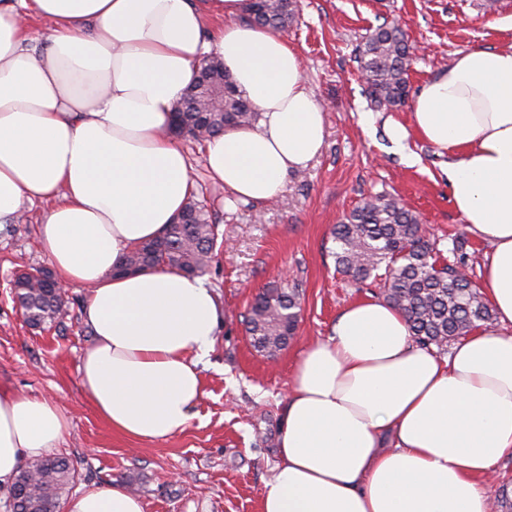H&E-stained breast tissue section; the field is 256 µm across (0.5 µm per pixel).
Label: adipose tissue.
I'll use <instances>...</instances> for the list:
<instances>
[{
	"label": "adipose tissue",
	"instance_id": "obj_1",
	"mask_svg": "<svg viewBox=\"0 0 512 512\" xmlns=\"http://www.w3.org/2000/svg\"><path fill=\"white\" fill-rule=\"evenodd\" d=\"M248 3L0 0V224L49 203L40 247L63 284L87 290L94 341L81 386L114 431L142 443L185 429L220 322L201 278L112 273L194 192L169 127L198 63L221 58L260 114L205 143L210 178L239 200L275 198L323 145L324 110L298 53L239 23ZM208 13L224 22L205 36ZM32 15L53 24L41 52L29 46ZM411 111L392 139L414 131L447 154L452 203L491 246L483 291L494 324L443 357L384 301L347 306L296 362L258 512H489L484 483L512 457V50L462 53ZM67 428L54 401L0 391V486ZM65 512L144 505L115 481L70 498Z\"/></svg>",
	"mask_w": 512,
	"mask_h": 512
}]
</instances>
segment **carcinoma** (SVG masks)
<instances>
[{
  "label": "carcinoma",
  "mask_w": 512,
  "mask_h": 512,
  "mask_svg": "<svg viewBox=\"0 0 512 512\" xmlns=\"http://www.w3.org/2000/svg\"><path fill=\"white\" fill-rule=\"evenodd\" d=\"M295 0H257L251 5L252 24L280 31L293 21ZM411 46L402 29L381 25L358 50V62L369 95L378 107L405 105L409 94ZM224 91L211 97L205 92ZM182 127L211 138L229 127H250L258 113L234 87L224 62L206 59L197 79L180 103ZM185 220L171 224L163 235L148 240L125 257L117 274L145 268H167L200 276L206 273L218 241V225L206 203L190 198L182 210ZM336 272L357 284L371 281L388 303L405 318L416 343L442 350L493 321L492 309L471 278L458 276L466 267L461 246L440 259L438 241L430 239L420 215L390 193L364 200L343 217L333 231ZM44 269L15 276L14 294L28 323L41 327L68 314V301L46 287ZM300 316L296 288L272 285L258 293L246 317L253 348L269 356L294 339ZM76 478L72 463L58 456L31 461L9 489L18 512H59L63 495Z\"/></svg>",
  "instance_id": "obj_1"
}]
</instances>
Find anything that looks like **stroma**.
I'll return each instance as SVG.
<instances>
[{
    "mask_svg": "<svg viewBox=\"0 0 512 512\" xmlns=\"http://www.w3.org/2000/svg\"><path fill=\"white\" fill-rule=\"evenodd\" d=\"M386 22L400 24L415 47L413 95L458 53L512 47V0H499L491 15L482 0H299L296 19L281 36L300 55L325 108L321 152L289 177L277 198L256 204L210 179L199 142H181L195 192L230 246L218 250L204 276L224 308L213 348L199 365L204 395L185 430L168 440L143 444L112 431L84 393L79 366L92 342L81 319L85 289L68 288V316L43 329L30 328L16 307L15 274L49 265L38 242L46 204L25 205L19 222L0 224V390L58 404L69 427L57 452L76 466L73 493L117 481L140 496L145 512H258L296 359L309 343L331 336L345 307L379 296L378 288L358 287L336 273L331 254L334 226L371 195L399 196L440 249L461 242L467 270L480 281L489 246L453 207L445 157L413 135L408 147L418 162L407 165L389 126L410 125V106L380 112L366 92L357 48ZM277 277L298 284L302 316L296 341L270 358L252 347L244 317L253 296Z\"/></svg>",
    "mask_w": 512,
    "mask_h": 512,
    "instance_id": "1",
    "label": "stroma"
}]
</instances>
